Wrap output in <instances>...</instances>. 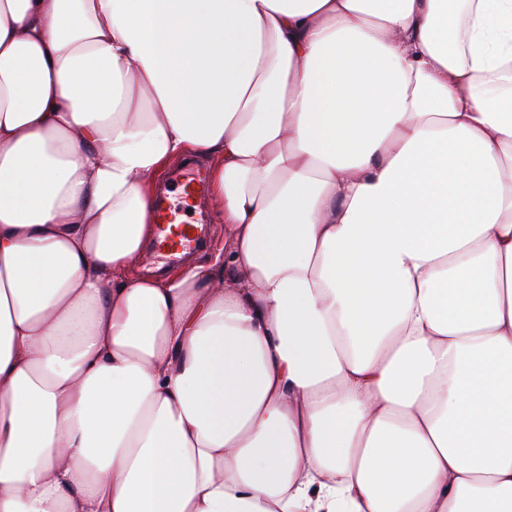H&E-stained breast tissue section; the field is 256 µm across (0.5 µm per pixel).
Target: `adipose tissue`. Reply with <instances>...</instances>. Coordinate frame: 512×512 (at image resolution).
Segmentation results:
<instances>
[{"mask_svg":"<svg viewBox=\"0 0 512 512\" xmlns=\"http://www.w3.org/2000/svg\"><path fill=\"white\" fill-rule=\"evenodd\" d=\"M0 512H512V0H0ZM203 212H204V220L201 221L198 214H195L193 211L190 213H185L186 217L193 222L203 223L207 225L206 239L207 244L206 247L197 253L190 260H181V259H167L163 257H151L147 254V249L143 253L140 261V271L144 274L148 275H162L167 269L171 267H179L188 264H205L208 261L209 255L211 254L212 248L219 243H224V223L221 222L219 217L216 215L210 201L208 198V192L206 194L204 203H203ZM202 224V225H203ZM163 263L164 271L161 273L154 272L153 266ZM183 209H180L178 207H161L160 209V222L158 224V234L161 236V244L160 248L166 254H171L169 250H166L164 247V242L167 240V229L169 224H184L182 233H181V249L189 248L193 245V243L196 241V227L195 225H189L185 224L183 221H180L182 215H183Z\"/></svg>","mask_w":512,"mask_h":512,"instance_id":"adipose-tissue-1","label":"adipose tissue"}]
</instances>
